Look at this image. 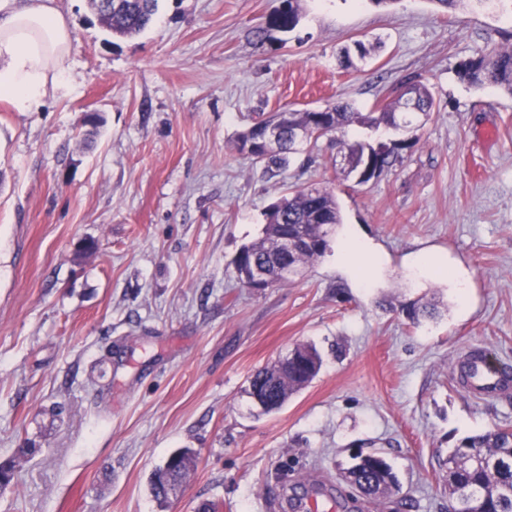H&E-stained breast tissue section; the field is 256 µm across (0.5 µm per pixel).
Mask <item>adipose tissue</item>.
Returning <instances> with one entry per match:
<instances>
[{
    "label": "adipose tissue",
    "instance_id": "ef3b65f1",
    "mask_svg": "<svg viewBox=\"0 0 512 512\" xmlns=\"http://www.w3.org/2000/svg\"><path fill=\"white\" fill-rule=\"evenodd\" d=\"M55 0H0V99L26 112L66 94L72 33Z\"/></svg>",
    "mask_w": 512,
    "mask_h": 512
}]
</instances>
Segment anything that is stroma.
Here are the masks:
<instances>
[{"instance_id": "35a3bbf8", "label": "stroma", "mask_w": 512, "mask_h": 512, "mask_svg": "<svg viewBox=\"0 0 512 512\" xmlns=\"http://www.w3.org/2000/svg\"><path fill=\"white\" fill-rule=\"evenodd\" d=\"M55 5L71 94L0 100V460L16 470L0 512H280L314 486L337 512H446L449 449L512 427V394L460 378L472 348L512 364V97L456 75L512 37V0H302L295 31L263 37L280 0H159L124 39L89 0ZM358 42L370 56L345 67ZM411 78L435 110L368 183L323 139L273 173L236 147L259 116L368 112ZM312 183L344 218L326 254L243 287L234 257ZM348 236L377 257L366 277L337 257ZM425 256L440 263L423 274ZM427 302L435 317L407 319ZM303 343L318 376L262 413L252 375ZM177 448L196 465L157 501L151 474ZM356 450L381 453L398 491L352 487Z\"/></svg>"}]
</instances>
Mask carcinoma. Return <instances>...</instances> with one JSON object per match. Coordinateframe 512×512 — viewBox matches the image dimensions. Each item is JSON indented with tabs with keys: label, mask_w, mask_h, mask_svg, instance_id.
Masks as SVG:
<instances>
[{
	"label": "carcinoma",
	"mask_w": 512,
	"mask_h": 512,
	"mask_svg": "<svg viewBox=\"0 0 512 512\" xmlns=\"http://www.w3.org/2000/svg\"><path fill=\"white\" fill-rule=\"evenodd\" d=\"M300 0H287V10L280 23L266 24L257 29L292 32L299 23ZM158 0H121L112 12L98 15L103 26L114 37L128 38L140 34L157 13ZM458 77L477 89L493 87L512 96V43L498 46L487 55L460 63ZM412 97L401 94L370 112H354L348 103H336L325 112L288 110L275 112L255 121L257 126L275 124L280 127L278 149L254 156L271 171L283 170L294 155L316 147L322 138L336 144L340 151L347 150L348 173L359 175L360 165L370 155L378 163L379 171L392 167L399 151L413 145V139L377 140L374 142L345 140L346 130L359 125L372 131L404 134L413 131L419 117H429L434 111V99L428 88L418 82H406ZM265 224L261 236L243 246L233 260L241 284L249 288L253 270L258 268L272 275L275 266H292L299 270L326 253L329 236L342 224L337 199L325 187L308 186L295 189L277 199L264 213ZM302 232L309 243L295 251L277 255L267 247L275 237H291ZM295 359L288 366L275 365L257 372L251 380V394L261 398L262 409L272 412L280 409L288 396L312 381L320 372L322 359L312 345L295 348ZM448 463L457 467L456 482L448 485L449 499L458 504V512H512V428L497 427L492 431L468 436L448 454ZM195 465V453L181 449L177 462L165 463L157 468L151 485L158 499L168 497V491L180 485ZM354 484L363 494L379 496L389 493L397 485L391 465L379 473L361 465L352 470Z\"/></svg>",
	"instance_id": "1"
}]
</instances>
